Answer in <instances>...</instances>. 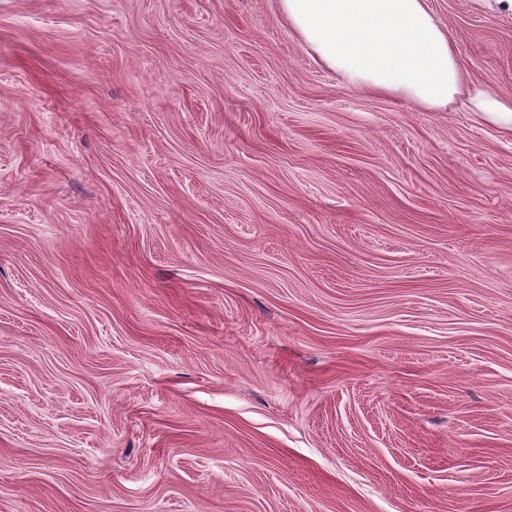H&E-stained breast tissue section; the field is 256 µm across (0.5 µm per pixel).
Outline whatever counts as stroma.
Wrapping results in <instances>:
<instances>
[{
    "label": "stroma",
    "mask_w": 512,
    "mask_h": 512,
    "mask_svg": "<svg viewBox=\"0 0 512 512\" xmlns=\"http://www.w3.org/2000/svg\"><path fill=\"white\" fill-rule=\"evenodd\" d=\"M0 512H512V137L277 0H0Z\"/></svg>",
    "instance_id": "obj_1"
}]
</instances>
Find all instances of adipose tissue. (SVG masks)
Returning <instances> with one entry per match:
<instances>
[{
	"label": "adipose tissue",
	"instance_id": "1",
	"mask_svg": "<svg viewBox=\"0 0 512 512\" xmlns=\"http://www.w3.org/2000/svg\"><path fill=\"white\" fill-rule=\"evenodd\" d=\"M312 57L350 87L446 109L467 96L479 119L512 135V98L466 86L457 50L428 0H277Z\"/></svg>",
	"mask_w": 512,
	"mask_h": 512
}]
</instances>
